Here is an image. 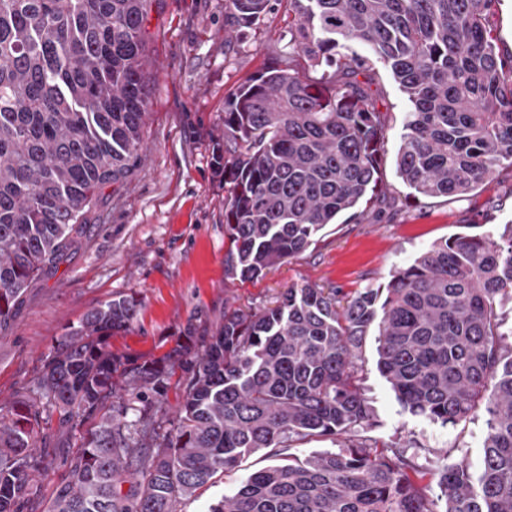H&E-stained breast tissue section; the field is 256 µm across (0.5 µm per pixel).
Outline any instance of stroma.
<instances>
[{"label": "stroma", "instance_id": "1", "mask_svg": "<svg viewBox=\"0 0 512 512\" xmlns=\"http://www.w3.org/2000/svg\"><path fill=\"white\" fill-rule=\"evenodd\" d=\"M288 0L239 39L224 0H155L146 22L148 115L144 147L124 183L101 190L82 233L55 269L31 280L0 336V406L23 398L67 328L91 309L135 296L138 314L114 332V353L161 356L186 333L210 334L234 303L272 305L292 286L336 289L347 298L385 285L432 243L455 234L501 231L512 222V167L457 199L411 197L395 173L406 95L387 71L379 73L381 110L387 113L383 194L361 217L343 214L307 250L253 280L226 275L224 186L214 173V150L224 145V100L267 66L288 63ZM377 336L369 334L357 376L374 411L364 431L370 445L394 443L419 451L429 472L464 460L479 471L487 436L484 416L444 426L410 414L377 368ZM57 446L49 469L34 473L50 497L73 451L57 420L44 427ZM273 459L263 449L239 467L181 500L179 512H208ZM36 504L35 512H46Z\"/></svg>", "mask_w": 512, "mask_h": 512}]
</instances>
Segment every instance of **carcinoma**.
Returning a JSON list of instances; mask_svg holds the SVG:
<instances>
[{
    "label": "carcinoma",
    "instance_id": "obj_1",
    "mask_svg": "<svg viewBox=\"0 0 512 512\" xmlns=\"http://www.w3.org/2000/svg\"><path fill=\"white\" fill-rule=\"evenodd\" d=\"M269 2L226 9L243 31ZM289 2L288 47L308 70L276 63L224 100V268L243 280L378 199L379 64L409 102L394 164L415 194L458 198L512 166V63L485 26L499 0ZM149 9V0H0V332L27 283L81 234L98 192L140 157ZM507 303L512 224L436 242L385 287L345 302L303 285L273 307L230 306L184 360L127 365L109 337L132 324L137 301H109L67 328L28 395L0 406V512L40 498L32 474L54 453L40 438L53 416L79 451L48 512H177L248 454L364 430L373 411L356 365L374 325L378 370L411 414L443 426L484 414L479 472L463 460L445 468L433 500L417 452L352 441L259 470L209 512H512ZM178 368L181 409L163 420Z\"/></svg>",
    "mask_w": 512,
    "mask_h": 512
}]
</instances>
